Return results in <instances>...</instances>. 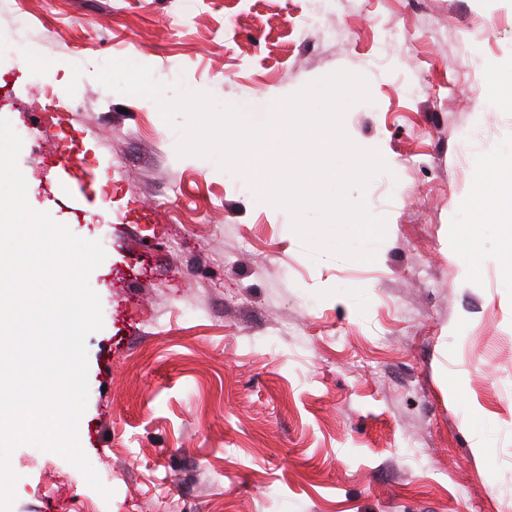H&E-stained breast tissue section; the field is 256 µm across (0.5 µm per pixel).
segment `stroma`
<instances>
[{"label":"stroma","instance_id":"1","mask_svg":"<svg viewBox=\"0 0 512 512\" xmlns=\"http://www.w3.org/2000/svg\"><path fill=\"white\" fill-rule=\"evenodd\" d=\"M182 14L183 0H0V118L23 140L27 201L106 252L78 434L112 492L22 444L12 512H512V204L473 195L512 169V100L491 96L512 67V0ZM130 56L240 107L363 74L372 100L344 125L391 169L365 193L387 221L375 261L312 258L247 178L178 157L152 101L95 77ZM70 124L84 196L56 159ZM472 230L476 257L455 248Z\"/></svg>","mask_w":512,"mask_h":512}]
</instances>
